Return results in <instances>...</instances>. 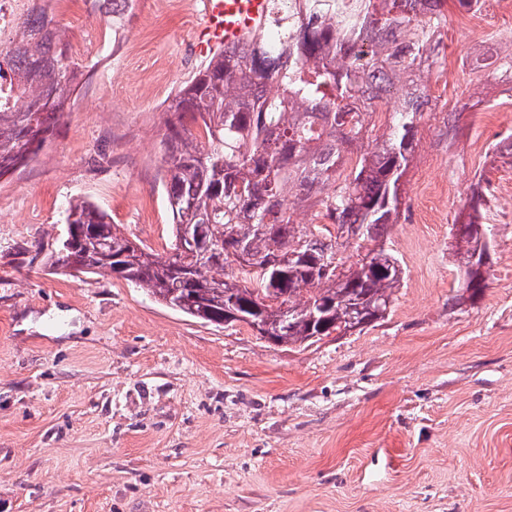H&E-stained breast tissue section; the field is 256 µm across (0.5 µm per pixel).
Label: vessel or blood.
Here are the masks:
<instances>
[{
    "mask_svg": "<svg viewBox=\"0 0 512 512\" xmlns=\"http://www.w3.org/2000/svg\"><path fill=\"white\" fill-rule=\"evenodd\" d=\"M271 16L269 0H203V22L194 52L207 58L260 34Z\"/></svg>",
    "mask_w": 512,
    "mask_h": 512,
    "instance_id": "1",
    "label": "vessel or blood"
}]
</instances>
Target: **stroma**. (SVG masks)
<instances>
[{
  "mask_svg": "<svg viewBox=\"0 0 512 512\" xmlns=\"http://www.w3.org/2000/svg\"><path fill=\"white\" fill-rule=\"evenodd\" d=\"M201 0H57L86 82L36 160L0 179V512H512V104L480 42L512 15L448 0L390 247L384 319L285 348L188 317L117 278L53 268L68 201L164 252V108L203 66ZM493 267L462 301L452 255L476 186Z\"/></svg>",
  "mask_w": 512,
  "mask_h": 512,
  "instance_id": "stroma-1",
  "label": "stroma"
}]
</instances>
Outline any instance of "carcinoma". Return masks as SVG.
Listing matches in <instances>:
<instances>
[{
	"label": "carcinoma",
	"instance_id": "carcinoma-1",
	"mask_svg": "<svg viewBox=\"0 0 512 512\" xmlns=\"http://www.w3.org/2000/svg\"><path fill=\"white\" fill-rule=\"evenodd\" d=\"M272 0L266 32L211 57L169 99L162 185L172 216L169 250L131 241L88 201L71 200L54 266L120 278L157 302L216 326L250 319L272 344L309 346L385 317L404 281L385 249L401 215L402 179L430 78L447 0ZM133 0H98L120 28ZM10 90L0 105V168L53 135L83 85L67 34L45 0H28L11 43ZM512 81V53L477 63ZM394 98L385 118L380 105ZM486 200L472 195L469 233L454 255L468 299L488 287L476 268L491 244ZM315 206L318 221L298 211ZM212 244L203 256L186 227Z\"/></svg>",
	"mask_w": 512,
	"mask_h": 512
}]
</instances>
